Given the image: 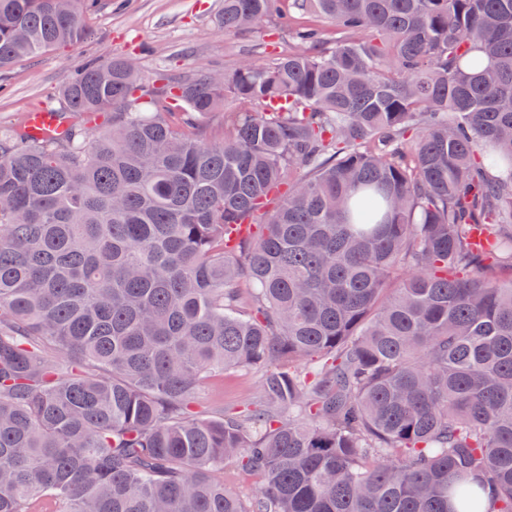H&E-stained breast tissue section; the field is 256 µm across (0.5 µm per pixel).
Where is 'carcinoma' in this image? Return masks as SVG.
<instances>
[{
    "label": "carcinoma",
    "mask_w": 512,
    "mask_h": 512,
    "mask_svg": "<svg viewBox=\"0 0 512 512\" xmlns=\"http://www.w3.org/2000/svg\"><path fill=\"white\" fill-rule=\"evenodd\" d=\"M285 1L334 43L149 89L91 62L63 136L0 134V512H512V0L216 22ZM98 10L0 0V69ZM251 367L258 404L194 410ZM262 485L261 478L251 472L245 471L234 464L224 465V486L247 499L259 491Z\"/></svg>",
    "instance_id": "1"
}]
</instances>
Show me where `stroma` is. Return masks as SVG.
<instances>
[{"mask_svg":"<svg viewBox=\"0 0 512 512\" xmlns=\"http://www.w3.org/2000/svg\"><path fill=\"white\" fill-rule=\"evenodd\" d=\"M221 4L222 0H101L90 38L0 71V132L12 129L38 107H60V81L90 61L124 56L150 84L161 73L203 77L293 50L284 19L259 32L225 36L215 22ZM260 377L254 370L225 371L197 390L195 407L204 411L220 405L229 413L241 411L259 397Z\"/></svg>","mask_w":512,"mask_h":512,"instance_id":"obj_1","label":"stroma"}]
</instances>
